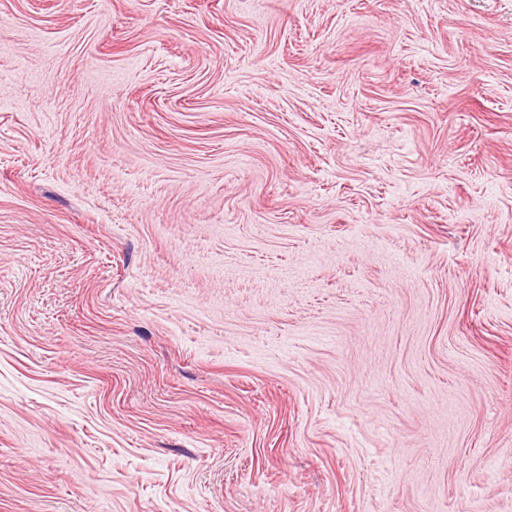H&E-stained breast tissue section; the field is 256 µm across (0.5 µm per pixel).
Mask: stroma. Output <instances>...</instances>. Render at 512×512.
<instances>
[{
  "label": "stroma",
  "instance_id": "obj_1",
  "mask_svg": "<svg viewBox=\"0 0 512 512\" xmlns=\"http://www.w3.org/2000/svg\"><path fill=\"white\" fill-rule=\"evenodd\" d=\"M0 512H512V0H0Z\"/></svg>",
  "mask_w": 512,
  "mask_h": 512
}]
</instances>
